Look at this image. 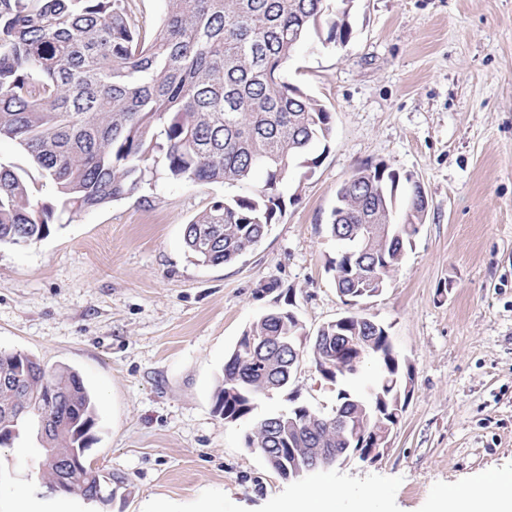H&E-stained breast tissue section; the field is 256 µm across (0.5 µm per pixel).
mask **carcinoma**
I'll list each match as a JSON object with an SVG mask.
<instances>
[{
  "label": "carcinoma",
  "mask_w": 512,
  "mask_h": 512,
  "mask_svg": "<svg viewBox=\"0 0 512 512\" xmlns=\"http://www.w3.org/2000/svg\"><path fill=\"white\" fill-rule=\"evenodd\" d=\"M352 0H167L162 27L145 40L127 0H0V139L17 142L55 202H31V183L0 163V244H33L54 229L56 209L81 211L132 198L149 184L145 162L163 161L178 182L222 184L228 193L196 214L183 230L196 265L238 261L285 213L280 192L290 173L321 164L317 146L332 132L326 107L282 71L297 46L327 28L328 43L352 35ZM263 184L249 190L253 176ZM424 215L420 188L385 164L357 169L336 190L328 232L339 250L329 270L347 304L381 295L418 235ZM387 224L354 240L350 229ZM297 315L272 308L251 322L225 357L216 411L226 422L251 417L257 400L285 390L290 336H303ZM250 336L265 338L262 358L247 352ZM321 336H360L358 348L328 359ZM308 356L344 384L336 410L290 407L295 425L253 424L249 448L287 480L306 449L345 447L336 411L354 413L352 448L367 461L366 436L396 426L405 408L412 368L393 352L387 327L349 311L309 337ZM368 359L379 375L373 393L345 384ZM51 426V447L70 457L61 474L41 457L40 483L53 493L86 499L121 477L93 468L86 452L97 410L78 372L48 368L36 358L0 350V447Z\"/></svg>",
  "instance_id": "obj_1"
}]
</instances>
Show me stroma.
Here are the masks:
<instances>
[{"label": "stroma", "mask_w": 512, "mask_h": 512, "mask_svg": "<svg viewBox=\"0 0 512 512\" xmlns=\"http://www.w3.org/2000/svg\"><path fill=\"white\" fill-rule=\"evenodd\" d=\"M321 101L332 134L313 175L282 189L285 214L235 263L187 258L183 227L220 184L151 164L143 198L63 218L33 245L0 246V349L78 371L97 403L86 453L112 470L108 512L153 502L190 512H278L298 484L215 410L225 355L273 307L308 335L347 307L328 270L336 191L367 164L421 183L425 222L393 280L361 306L414 371L389 450L311 474L336 512L377 492L387 512H430L436 493L512 469V0H358L346 45L312 38L283 70ZM276 291H266V284ZM328 413L337 387L303 358L287 390ZM36 437L0 450V512L37 480Z\"/></svg>", "instance_id": "1"}]
</instances>
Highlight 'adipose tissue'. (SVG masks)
I'll use <instances>...</instances> for the list:
<instances>
[{"instance_id":"1","label":"adipose tissue","mask_w":512,"mask_h":512,"mask_svg":"<svg viewBox=\"0 0 512 512\" xmlns=\"http://www.w3.org/2000/svg\"><path fill=\"white\" fill-rule=\"evenodd\" d=\"M431 512H512V470L439 492Z\"/></svg>"}]
</instances>
